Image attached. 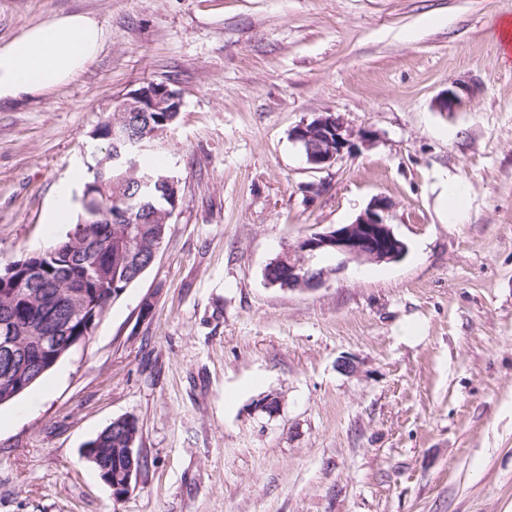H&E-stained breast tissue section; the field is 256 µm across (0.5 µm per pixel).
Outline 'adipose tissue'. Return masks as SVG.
Returning <instances> with one entry per match:
<instances>
[{"label":"adipose tissue","mask_w":512,"mask_h":512,"mask_svg":"<svg viewBox=\"0 0 512 512\" xmlns=\"http://www.w3.org/2000/svg\"><path fill=\"white\" fill-rule=\"evenodd\" d=\"M103 38L94 18L70 13L0 45V102L43 94L69 82L96 57Z\"/></svg>","instance_id":"ef3b65f1"}]
</instances>
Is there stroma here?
Returning <instances> with one entry per match:
<instances>
[{
	"label": "stroma",
	"mask_w": 512,
	"mask_h": 512,
	"mask_svg": "<svg viewBox=\"0 0 512 512\" xmlns=\"http://www.w3.org/2000/svg\"><path fill=\"white\" fill-rule=\"evenodd\" d=\"M68 13L96 58L0 103V268L66 233L91 132L150 81L181 95L157 149L181 200L87 346L0 406V512H512V0H0V45ZM460 81L478 96L435 110ZM324 112L375 138L315 171L291 131ZM377 196L401 260L265 281ZM120 416L148 466L116 501L81 448ZM444 209L448 221L461 224L467 215V189L458 178H448L444 184Z\"/></svg>",
	"instance_id": "obj_1"
}]
</instances>
